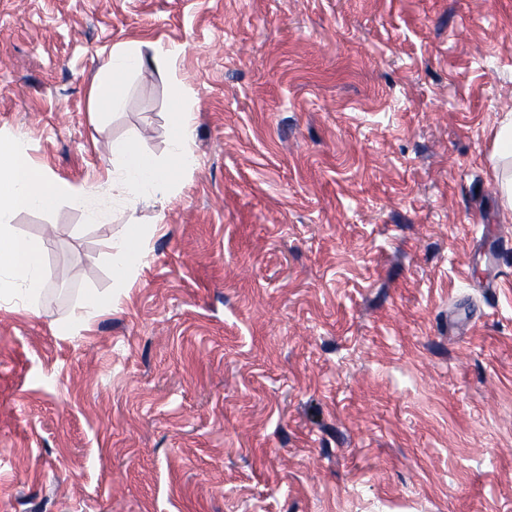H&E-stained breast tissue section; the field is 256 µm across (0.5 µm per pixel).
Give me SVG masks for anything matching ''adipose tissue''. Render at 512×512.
<instances>
[{
	"label": "adipose tissue",
	"instance_id": "obj_1",
	"mask_svg": "<svg viewBox=\"0 0 512 512\" xmlns=\"http://www.w3.org/2000/svg\"><path fill=\"white\" fill-rule=\"evenodd\" d=\"M145 58L138 44L128 43L113 50L105 74L90 88L97 117L118 111L123 100L116 90L122 77L141 71ZM193 112L183 96L171 104L167 136L168 158L157 162L129 139H115L107 146L117 175L112 184L119 192L134 196L164 198L180 177L194 170L196 156L191 148ZM494 177L506 206L512 208V113H506L495 133L492 156ZM69 201L83 209L89 219L101 213L91 189L76 188L50 178L28 154L8 136L0 134V299L21 301L24 310L35 311L45 280L44 247L13 234L11 222L21 210L45 211L59 201ZM113 267L131 274L144 258L143 231L129 220L125 236L107 246Z\"/></svg>",
	"mask_w": 512,
	"mask_h": 512
}]
</instances>
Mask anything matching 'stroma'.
Segmentation results:
<instances>
[{
    "label": "stroma",
    "mask_w": 512,
    "mask_h": 512,
    "mask_svg": "<svg viewBox=\"0 0 512 512\" xmlns=\"http://www.w3.org/2000/svg\"><path fill=\"white\" fill-rule=\"evenodd\" d=\"M181 92L196 168L113 190ZM511 105L512 0H0V133L103 212L13 218L46 277L0 306V512H512ZM145 66V57L136 43H128L112 51L106 63L105 74L90 88V99L97 112L92 115L101 119L107 114L120 110L123 100L116 90V84L122 77L141 71ZM494 177L506 206L512 209V113L507 112L495 133ZM107 256L113 268L130 275L142 263L144 258L143 231L136 218H129L125 236L119 241L107 244Z\"/></svg>",
    "instance_id": "stroma-1"
}]
</instances>
